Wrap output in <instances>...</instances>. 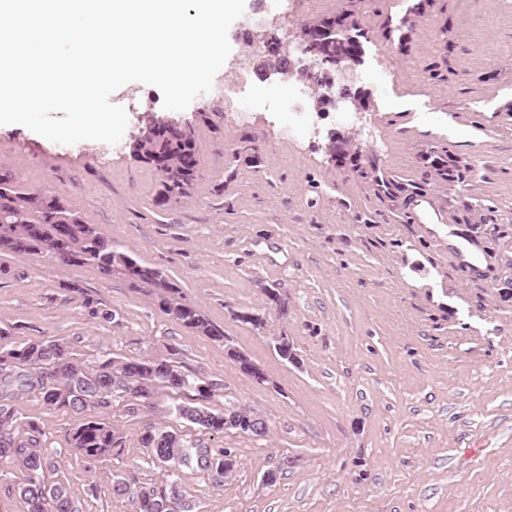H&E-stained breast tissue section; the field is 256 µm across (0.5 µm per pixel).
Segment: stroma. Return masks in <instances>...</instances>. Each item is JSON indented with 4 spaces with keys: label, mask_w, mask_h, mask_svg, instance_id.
<instances>
[{
    "label": "stroma",
    "mask_w": 512,
    "mask_h": 512,
    "mask_svg": "<svg viewBox=\"0 0 512 512\" xmlns=\"http://www.w3.org/2000/svg\"><path fill=\"white\" fill-rule=\"evenodd\" d=\"M415 2L288 0L290 25L265 26L292 58L291 33L348 8L366 34L357 82L366 112H322L308 98V132L293 131V114L265 109L289 78L238 21L211 91L187 109H165L160 90L138 82L112 94L128 115L117 144L63 145L0 125V168L68 200L225 338L170 320L150 285L45 252L0 255V330L15 344L65 340L81 364L102 352L171 359L214 384L208 408L246 406L270 425L265 437L204 433L173 413L187 395L160 388L153 407L133 413L114 401L125 452L89 462L71 449L81 415L34 395L17 400L60 449L59 477L80 512H136L131 496L112 491L121 477L178 482L195 512H512V302L498 297L512 279V0H427L420 15ZM244 59L255 71L242 120L225 109L223 87ZM392 98L424 100L432 121L387 109ZM153 119L189 126L202 158L189 197L164 207L159 172L130 150ZM331 131L375 160V176L331 161ZM433 154L465 167V181L439 178ZM472 224L502 236L471 262L448 238L466 239ZM268 287L287 315L268 306ZM240 311L263 313L264 331L236 320ZM282 334L298 364L276 353ZM229 345L261 366L264 385ZM151 426L231 449L235 476L216 482L193 466L147 462L139 440Z\"/></svg>",
    "instance_id": "35a3bbf8"
}]
</instances>
